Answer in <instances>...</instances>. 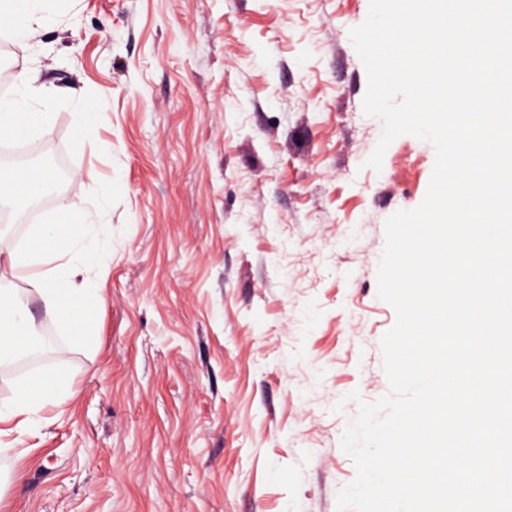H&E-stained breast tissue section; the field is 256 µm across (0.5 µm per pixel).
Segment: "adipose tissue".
<instances>
[{"label": "adipose tissue", "mask_w": 512, "mask_h": 512, "mask_svg": "<svg viewBox=\"0 0 512 512\" xmlns=\"http://www.w3.org/2000/svg\"><path fill=\"white\" fill-rule=\"evenodd\" d=\"M20 89L11 98L0 99V136H24L36 143L40 131L51 122L47 110L28 106ZM51 181L43 167L27 165L0 173V200L15 211H25L46 190ZM108 231L100 210L78 209L48 224L33 225L21 248L0 249V268L23 277L26 290L0 289V358L26 353L32 344L34 327L31 301H38L51 313L76 314L67 327L69 337L93 342L92 311L100 296L95 289L76 284L81 273H94L99 255L107 243ZM71 396V381L61 374L45 377L40 385L16 387L11 401L0 402V453L9 452L7 436H23L33 428L47 407H62Z\"/></svg>", "instance_id": "1"}]
</instances>
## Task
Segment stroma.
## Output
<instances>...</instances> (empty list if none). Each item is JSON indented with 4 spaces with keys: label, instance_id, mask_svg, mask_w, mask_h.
Wrapping results in <instances>:
<instances>
[{
    "label": "stroma",
    "instance_id": "stroma-1",
    "mask_svg": "<svg viewBox=\"0 0 512 512\" xmlns=\"http://www.w3.org/2000/svg\"><path fill=\"white\" fill-rule=\"evenodd\" d=\"M0 86L57 91L38 143L59 175L36 219L108 193L91 345L33 304L44 352L0 360V401L62 371L72 399L0 456V512H337L356 476L340 441L389 391L377 296L385 221L423 200L433 146L366 167L349 37L369 0H47ZM103 109L88 142L74 114ZM359 400H352V392Z\"/></svg>",
    "mask_w": 512,
    "mask_h": 512
}]
</instances>
